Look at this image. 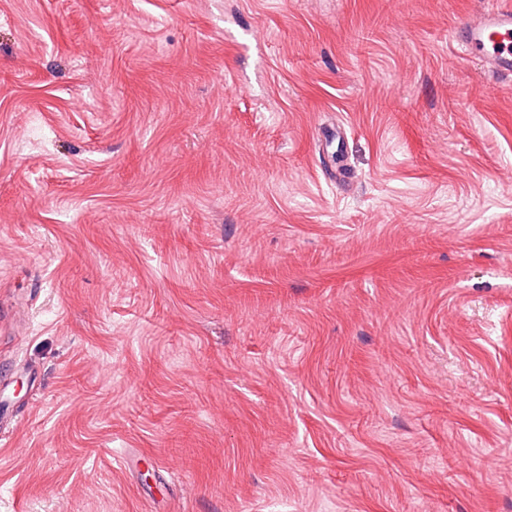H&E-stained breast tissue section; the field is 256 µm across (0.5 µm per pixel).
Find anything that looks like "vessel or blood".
<instances>
[{
    "instance_id": "b4317fda",
    "label": "vessel or blood",
    "mask_w": 512,
    "mask_h": 512,
    "mask_svg": "<svg viewBox=\"0 0 512 512\" xmlns=\"http://www.w3.org/2000/svg\"><path fill=\"white\" fill-rule=\"evenodd\" d=\"M462 48L478 57L496 76L512 77V6L492 5L484 14L467 21Z\"/></svg>"
}]
</instances>
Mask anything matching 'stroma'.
I'll return each instance as SVG.
<instances>
[{
    "mask_svg": "<svg viewBox=\"0 0 512 512\" xmlns=\"http://www.w3.org/2000/svg\"><path fill=\"white\" fill-rule=\"evenodd\" d=\"M490 0H0V512H512Z\"/></svg>",
    "mask_w": 512,
    "mask_h": 512,
    "instance_id": "1",
    "label": "stroma"
}]
</instances>
